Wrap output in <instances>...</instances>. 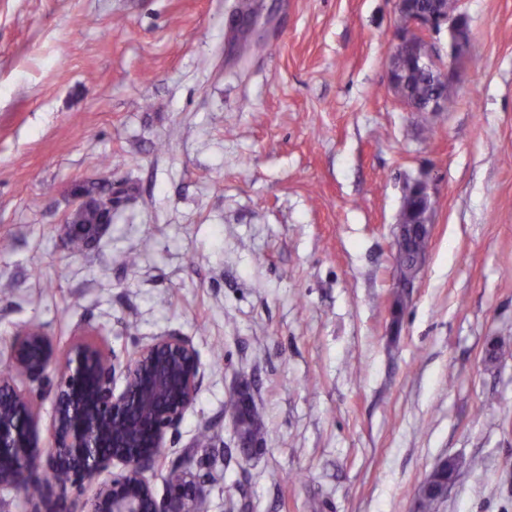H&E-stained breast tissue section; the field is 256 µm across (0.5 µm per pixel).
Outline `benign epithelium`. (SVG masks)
Here are the masks:
<instances>
[{
    "label": "benign epithelium",
    "instance_id": "benign-epithelium-1",
    "mask_svg": "<svg viewBox=\"0 0 512 512\" xmlns=\"http://www.w3.org/2000/svg\"><path fill=\"white\" fill-rule=\"evenodd\" d=\"M412 2L394 0L395 13L404 21L393 32L389 80L401 101L404 64L418 58L429 34L445 27L450 36L448 66L436 53L421 62L445 91L454 64L468 45L463 13L449 14L442 0H427L422 6ZM433 209L427 181L416 182L414 193L404 199L393 245L402 241L408 224L421 225L426 239H431ZM416 278L415 273L396 274L395 302L407 298ZM50 371L55 373L50 388L53 417L44 441L37 402L14 378L40 386ZM200 379L198 353L178 334L158 336L117 364L97 341L74 337L61 349L42 332L17 333L11 365L0 374V490L19 492L52 474L60 488L88 490L90 495L79 504L50 503V512H203L204 492L180 461L170 464L168 492L162 500L145 477L161 457L168 432L176 430L194 404ZM106 448L111 452H104ZM116 462L120 471L100 479Z\"/></svg>",
    "mask_w": 512,
    "mask_h": 512
}]
</instances>
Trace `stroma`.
<instances>
[{"label": "stroma", "instance_id": "stroma-1", "mask_svg": "<svg viewBox=\"0 0 512 512\" xmlns=\"http://www.w3.org/2000/svg\"><path fill=\"white\" fill-rule=\"evenodd\" d=\"M0 0V369L15 334L117 360L176 333L194 405L167 462L205 512H512V0H460L449 112L394 95L393 0ZM112 222L71 256L75 186ZM434 188L404 308L405 182ZM135 266L114 263L120 252ZM268 433L237 450L231 392ZM100 182H93L81 187V189L90 196H98L97 200V210L96 211H87L80 214L73 224H91L89 226V230H96V225L98 223V217L103 215H108L112 217V200L107 197L105 194L100 193L101 188ZM460 462L446 459L440 462L431 474V478L418 489L420 512H436L439 504L447 496L448 481L451 480Z\"/></svg>", "mask_w": 512, "mask_h": 512}]
</instances>
